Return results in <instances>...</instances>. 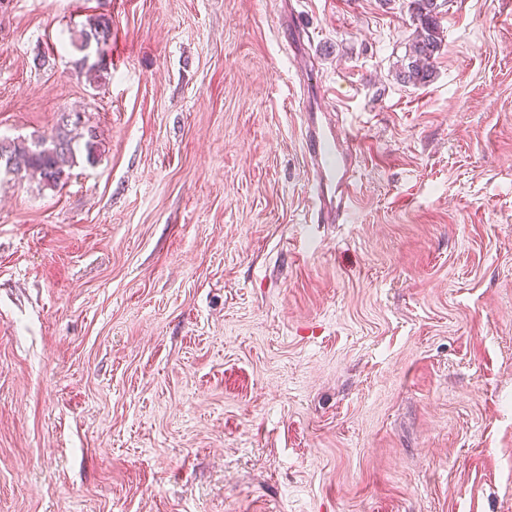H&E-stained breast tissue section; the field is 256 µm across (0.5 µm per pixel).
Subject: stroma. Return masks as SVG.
<instances>
[{"label": "stroma", "instance_id": "1", "mask_svg": "<svg viewBox=\"0 0 512 512\" xmlns=\"http://www.w3.org/2000/svg\"><path fill=\"white\" fill-rule=\"evenodd\" d=\"M410 2L0 0V137L99 143L0 174V512H512V0H447L419 87ZM112 39V20L106 15L93 16L79 31L70 33V46L81 56L76 64L87 74L94 76L96 83L105 84L111 77L110 64L104 46ZM79 127H85L82 113L63 111L48 140L0 137V159H14L16 174L23 170L26 175L39 178L44 187L56 189L67 176L65 168L78 164L79 156L84 153L88 164H94L99 156L96 132L88 128V138L82 144L78 133H74ZM353 139L350 133H336V128L317 120L308 125L306 146L308 157L315 171L314 190L318 208L313 222L320 223L322 213L344 212L355 191L352 150H344L340 139Z\"/></svg>", "mask_w": 512, "mask_h": 512}]
</instances>
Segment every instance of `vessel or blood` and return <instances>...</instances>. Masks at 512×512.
Listing matches in <instances>:
<instances>
[{"mask_svg": "<svg viewBox=\"0 0 512 512\" xmlns=\"http://www.w3.org/2000/svg\"><path fill=\"white\" fill-rule=\"evenodd\" d=\"M334 127L314 120L308 126L306 146L315 171L318 213L343 212L355 191L352 153L340 146Z\"/></svg>", "mask_w": 512, "mask_h": 512, "instance_id": "b4317fda", "label": "vessel or blood"}]
</instances>
